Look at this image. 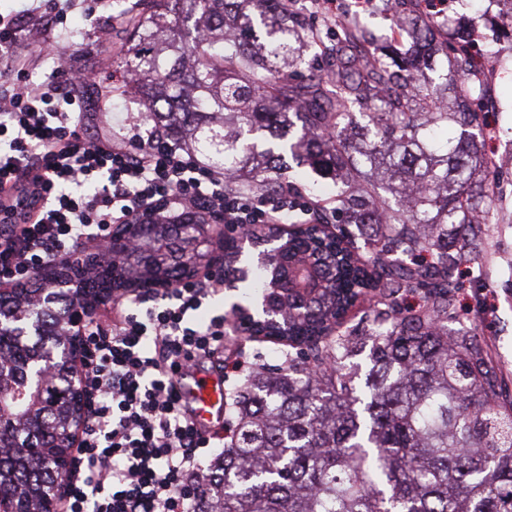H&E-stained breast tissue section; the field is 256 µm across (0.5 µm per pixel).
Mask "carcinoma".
Wrapping results in <instances>:
<instances>
[{
    "instance_id": "1",
    "label": "carcinoma",
    "mask_w": 512,
    "mask_h": 512,
    "mask_svg": "<svg viewBox=\"0 0 512 512\" xmlns=\"http://www.w3.org/2000/svg\"><path fill=\"white\" fill-rule=\"evenodd\" d=\"M431 19L412 24L415 45L396 55L384 46L370 58L338 38L322 45L315 68L326 80L292 71L302 23L286 0H137L125 12L136 44L133 83L148 100L144 121L173 146L221 169L243 195L278 192L296 180L273 178L283 151L341 183L309 221L295 206L278 225L288 239L309 238L336 219L355 226L369 252L336 227L323 247L299 241L291 252L232 266L229 284L279 307L288 334L255 326L273 344L276 364L257 356L227 393L224 447L193 488V512H512V399L487 347L475 335L448 331L459 266L482 252L488 211L467 194L478 162L474 146L440 136L476 120L471 76L482 61L461 42L448 46L453 109L437 89L416 83L418 47ZM365 120L356 139L333 132ZM386 182L397 207L379 197ZM175 214L117 267L101 268L91 286L34 298L43 278L0 293V498L42 499L60 483L54 458L68 449L78 411L69 389L71 361L57 357L40 389L26 383L35 359L70 341L69 326L89 296L141 288L154 271L145 248L161 251L167 280L193 268L166 259L183 252L176 227L203 224ZM421 294L418 306L406 304ZM369 298L371 328H339L360 298ZM370 343L363 377L349 360Z\"/></svg>"
}]
</instances>
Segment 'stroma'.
<instances>
[{
  "label": "stroma",
  "instance_id": "1",
  "mask_svg": "<svg viewBox=\"0 0 512 512\" xmlns=\"http://www.w3.org/2000/svg\"><path fill=\"white\" fill-rule=\"evenodd\" d=\"M132 0H100L97 21H89L81 8L67 10L62 21L38 20V35L21 32V43L32 59L31 80L48 70L47 58L59 40H67L81 67L97 72L104 85L112 86V108L120 115L144 123L141 97L125 90L131 78V58L125 47L123 10ZM293 10L304 21L303 60L317 53L316 38H332L342 30L386 39L393 25L383 0H348L335 17L320 12L312 0H295ZM468 32L483 52L497 56L495 67L486 68L474 79L479 100L490 99L495 108L479 112L483 131L477 142L479 157L489 171L472 190L491 204L484 249L477 262L463 264L464 286L460 290L449 327L464 325L489 345L503 376V386L512 392V0H454L445 20L435 26V41H455Z\"/></svg>",
  "mask_w": 512,
  "mask_h": 512
}]
</instances>
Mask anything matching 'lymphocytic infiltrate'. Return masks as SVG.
<instances>
[{
  "label": "lymphocytic infiltrate",
  "mask_w": 512,
  "mask_h": 512,
  "mask_svg": "<svg viewBox=\"0 0 512 512\" xmlns=\"http://www.w3.org/2000/svg\"><path fill=\"white\" fill-rule=\"evenodd\" d=\"M31 9L0 19V58L16 74L0 92V281L16 284L58 262L98 253L117 224L159 203L205 208L228 224H277L286 194L236 192L223 171L126 134L88 137L87 93L98 76L64 65L27 79L16 33ZM223 273L186 280L147 302L110 303L84 331L85 424L65 473V512H192L189 488L208 441L181 403L176 375L224 346V319L191 314L218 295Z\"/></svg>",
  "instance_id": "obj_1"
}]
</instances>
